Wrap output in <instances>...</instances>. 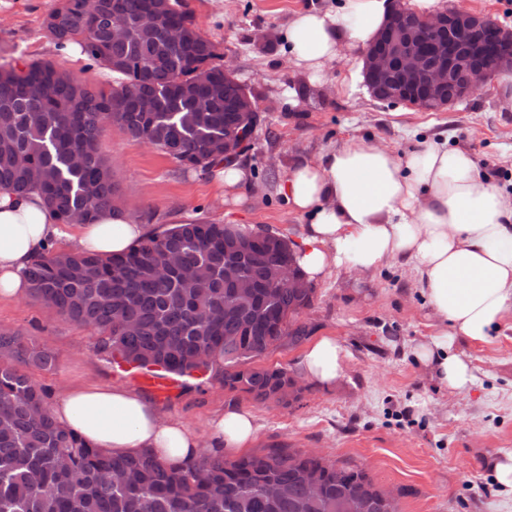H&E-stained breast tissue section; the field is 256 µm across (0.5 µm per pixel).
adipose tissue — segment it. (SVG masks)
Masks as SVG:
<instances>
[{"instance_id": "adipose-tissue-1", "label": "adipose tissue", "mask_w": 512, "mask_h": 512, "mask_svg": "<svg viewBox=\"0 0 512 512\" xmlns=\"http://www.w3.org/2000/svg\"><path fill=\"white\" fill-rule=\"evenodd\" d=\"M395 8L394 0H340L333 8L299 11L282 40L313 85L346 53L354 62L347 80L354 91L363 54ZM279 190L305 219L293 243L302 274L315 281L333 268L363 275L410 265L438 319L436 333L416 346V359L450 389L473 381L469 363L451 347L459 336L489 342L512 315V196L479 172L469 152L425 141L398 156L351 137L296 165ZM153 232L119 208L91 224H62L38 193L19 197L0 187V300L26 295L24 272L50 244L63 240L79 253L119 254ZM347 357L336 337L322 336L304 349L299 366L313 382L330 386ZM50 411L61 426L115 454L150 450L184 466L201 446L196 430L162 421L152 401L120 386L67 387ZM256 433L251 413L231 410L213 421L211 445L242 448Z\"/></svg>"}]
</instances>
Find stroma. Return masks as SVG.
<instances>
[{"label": "stroma", "mask_w": 512, "mask_h": 512, "mask_svg": "<svg viewBox=\"0 0 512 512\" xmlns=\"http://www.w3.org/2000/svg\"><path fill=\"white\" fill-rule=\"evenodd\" d=\"M336 0H177L212 41L222 61L257 103L259 122L240 154L252 186L238 205L218 196L211 170L187 169L161 151L107 126L101 150L117 192L113 207L137 224L158 227L196 215L293 238L302 217L278 185L299 161L317 158L341 140L358 136L403 155L419 140H444L467 149L481 170L512 191V90L492 85L441 112L381 103L343 84L346 56L328 64L322 86L308 84L290 61L280 34L291 16ZM59 0H0V66L24 61L61 64L44 27ZM302 316L311 337L333 336L350 357L336 384L301 380L292 405H257L234 399L220 376L207 372L180 380L172 397L157 399L160 415L207 433L209 422L236 408L259 426L254 447L284 442L316 448L330 460L365 467L376 482L401 492V512H512V490L494 486L491 467L512 453V317L486 344L455 338L452 350L469 361L474 381L451 390L433 380L415 357L436 331L431 306L410 266L397 264L360 276L334 269L314 286ZM18 330L58 356L36 381L57 398L84 382L137 389L129 373L99 351L89 328L48 313L32 297L0 300V328Z\"/></svg>", "instance_id": "35a3bbf8"}]
</instances>
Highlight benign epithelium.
I'll list each match as a JSON object with an SVG mask.
<instances>
[{"label": "benign epithelium", "mask_w": 512, "mask_h": 512, "mask_svg": "<svg viewBox=\"0 0 512 512\" xmlns=\"http://www.w3.org/2000/svg\"><path fill=\"white\" fill-rule=\"evenodd\" d=\"M396 13L365 54V83L371 93L384 86L390 103L430 112L455 105L512 72V29L488 15L467 9L437 12L428 17ZM472 54H487L490 63L466 65ZM468 66L457 96L446 97L455 71Z\"/></svg>", "instance_id": "benign-epithelium-1"}]
</instances>
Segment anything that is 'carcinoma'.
Returning a JSON list of instances; mask_svg holds the SVG:
<instances>
[{
	"label": "carcinoma",
	"mask_w": 512,
	"mask_h": 512,
	"mask_svg": "<svg viewBox=\"0 0 512 512\" xmlns=\"http://www.w3.org/2000/svg\"><path fill=\"white\" fill-rule=\"evenodd\" d=\"M146 0H119L131 33L112 38V0H63L45 19L60 43L80 37L98 65L119 66L108 89L48 61L0 69V186L38 191L63 224H89L112 209L115 186L100 150L103 129L118 125L180 165L206 169L224 158L226 112L243 86L218 63L216 45L172 13L162 27L138 24ZM169 25L187 37L163 36ZM140 95L153 112L137 111ZM240 229L214 222L171 224L121 255L77 254L49 247L26 271L30 295L99 336L103 350L141 368L190 376L224 359V389L256 404H289L295 387L285 367H254L271 348L309 338L296 310L314 293L276 279L292 260L288 241L269 235L240 252ZM238 269L248 296L226 276ZM234 299L230 308L224 307ZM56 356L18 331L0 329V512H384L378 484L362 466L271 443L236 459L203 454L186 466L149 451L115 455L59 426L46 388L28 372ZM318 474L313 495L300 474Z\"/></svg>",
	"instance_id": "carcinoma-1"
}]
</instances>
